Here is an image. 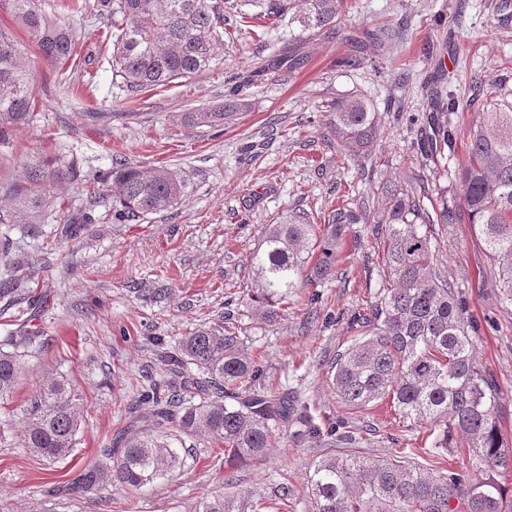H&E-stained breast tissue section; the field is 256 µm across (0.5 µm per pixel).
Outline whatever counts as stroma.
I'll return each mask as SVG.
<instances>
[{
  "mask_svg": "<svg viewBox=\"0 0 512 512\" xmlns=\"http://www.w3.org/2000/svg\"><path fill=\"white\" fill-rule=\"evenodd\" d=\"M53 18L83 36L78 57L66 65L42 62L31 36L0 0V30L25 48L42 103L33 125L16 130L15 157L0 180L21 182L33 156L72 153L85 169L106 175L113 162L171 165L189 182L186 200L161 214L117 221L112 204L92 200L85 186L61 182L51 191L60 214L92 208L95 221L77 238L59 222L27 229L0 224V241L20 249L50 306L44 335L26 359L13 399L0 400V512H192L204 496L238 493L275 501L276 484L297 492L296 512H311L300 492L319 441L275 432L267 455L224 483V457L206 441L183 449L173 473L139 490L104 486L70 494L71 480L99 461L118 432L153 426L142 393L168 376L167 352L190 330L222 328L233 315L240 336L272 383L300 388L326 423L348 422L360 432V451L376 457L410 447L423 466L437 430L404 426L388 401L356 412L339 401L329 364L350 344L355 313L375 302L382 286L383 245L367 224L351 226L336 251V277L308 301L293 290L273 322L257 319L244 291L252 281L250 254L265 225L288 210L310 211L335 202L343 189L354 201L372 199L377 184L430 181L434 166L420 141L431 135L426 94L438 76L450 80L461 110L453 115L449 166L466 154L469 131L482 109L478 82L495 81L512 101V10L496 0H350L335 35L312 36L298 25L245 29L226 37L209 67L188 79L148 91L130 103L112 72V44L96 0H35ZM389 27L396 38L366 46V64L348 67L355 32ZM444 57V71L434 66ZM265 68L261 80L235 92L240 77ZM238 93L242 107L223 127L173 126L178 112L207 111ZM359 94L379 112L383 132L365 161L344 158L329 144L326 112L337 97ZM398 99L402 111H387ZM102 113L92 122L86 115ZM433 263L465 304L474 328V357L492 375L502 398V438L512 452V304L500 301L493 270L467 224L435 227ZM165 296H157V289ZM65 376L80 412L76 446L50 464L21 446L22 406L42 379Z\"/></svg>",
  "mask_w": 512,
  "mask_h": 512,
  "instance_id": "1",
  "label": "stroma"
}]
</instances>
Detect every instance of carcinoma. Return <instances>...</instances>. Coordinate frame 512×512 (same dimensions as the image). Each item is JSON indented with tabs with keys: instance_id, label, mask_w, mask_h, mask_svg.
<instances>
[{
	"instance_id": "cac0c4a2",
	"label": "carcinoma",
	"mask_w": 512,
	"mask_h": 512,
	"mask_svg": "<svg viewBox=\"0 0 512 512\" xmlns=\"http://www.w3.org/2000/svg\"><path fill=\"white\" fill-rule=\"evenodd\" d=\"M18 23L36 40L43 61L66 64L77 52L73 30L33 6L11 0ZM268 0L259 19L284 17L310 34H334L349 8L348 0ZM112 28V71L126 95L187 78L204 69L224 35L227 0H98ZM394 34L367 31L355 39L346 58L360 66L358 48L379 44ZM488 84L486 106L470 129L467 156L459 164L460 203L448 207V166L438 170L434 194L424 184L379 187L382 207L369 210L348 204L323 213L318 229L312 212H290L266 225L261 244L250 256L255 277L248 289L257 318L272 322L295 288L319 284L336 274V245L353 224H375L384 244L383 282L367 313L353 317L357 335L331 363L340 401L361 411L388 396L405 423L441 426L433 448H448L451 437L472 453L477 475L465 477L442 466L421 468L406 459V449L376 459L352 448L355 431L347 424L324 426L300 393L271 390L230 321L224 330L198 328L182 337L174 355L166 393H147L154 407V430L125 431L104 451L105 461L83 469L73 489L87 493L114 482L137 490L181 464L186 443L204 437L224 449L225 484L232 470L259 462L272 433L292 431L297 439L325 441L326 452L308 470L303 493L313 512H512V496L495 475L512 470V453L500 434L501 397L492 375L473 355V337L458 292L432 263L436 224L472 225L494 267L500 298L512 303V103ZM240 104L230 98L217 111L179 112L173 122L190 126L228 123ZM39 100L31 70L21 52L0 31V149L8 148L17 129L33 124ZM427 121L433 135L422 146L430 159L444 157L452 144L451 116L458 99L446 85L427 94ZM328 139L350 159L365 156L380 135L374 104L351 94L334 101L327 114ZM86 183L90 176L78 160L63 155L38 156L25 165L24 183L0 182L7 203L0 224L34 227L46 223L48 194L58 181ZM112 197V213L122 220L165 212L188 195L183 172L168 165L143 169L128 162L112 167L101 182ZM319 256L313 257L312 250ZM24 263L12 247L0 246V298L28 306L42 298L28 286ZM41 311H31L10 336L0 341V399L19 386L25 357L44 329ZM22 446L55 462L76 445L77 407L64 380L47 379L23 405ZM194 512H244L228 494L200 499Z\"/></svg>"
}]
</instances>
